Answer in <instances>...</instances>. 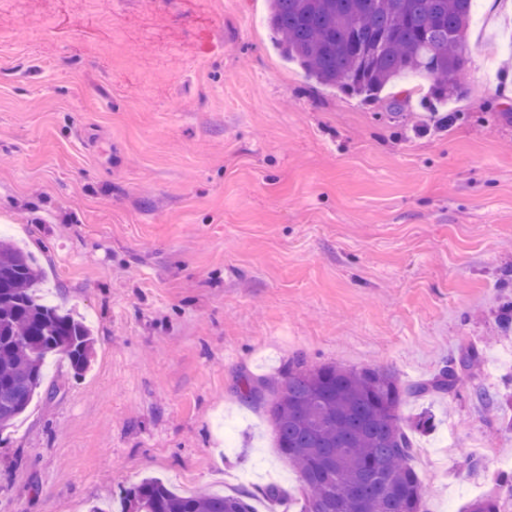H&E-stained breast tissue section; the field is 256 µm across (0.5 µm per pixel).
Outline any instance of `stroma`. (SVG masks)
<instances>
[{"instance_id":"1","label":"stroma","mask_w":512,"mask_h":512,"mask_svg":"<svg viewBox=\"0 0 512 512\" xmlns=\"http://www.w3.org/2000/svg\"><path fill=\"white\" fill-rule=\"evenodd\" d=\"M268 0H0V231L45 296L83 316L81 378L57 356L1 437L0 512L121 507L143 478L249 496L299 473L245 379L291 360L428 379L479 370L427 412L413 461L429 512H466L512 459V72L467 35L458 115L420 94L364 103L287 61ZM500 397L486 412L478 392ZM491 454L461 466L470 441Z\"/></svg>"}]
</instances>
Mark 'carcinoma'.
I'll return each instance as SVG.
<instances>
[{
  "label": "carcinoma",
  "mask_w": 512,
  "mask_h": 512,
  "mask_svg": "<svg viewBox=\"0 0 512 512\" xmlns=\"http://www.w3.org/2000/svg\"><path fill=\"white\" fill-rule=\"evenodd\" d=\"M471 8L472 0H270L267 20L283 55L321 86L367 101L408 75L425 80L431 118L445 127L457 113L439 105L464 91ZM40 280L32 253L0 241V434L43 388L48 357H63L77 378L91 365L90 328L37 299ZM481 362L470 346L458 364L472 371ZM459 381L453 364L403 385L384 370L298 358L277 378L245 380L240 394L265 406L281 456L300 474V512H425L410 433L430 428L432 416L411 426L400 407L450 394ZM122 502V512H255L245 496L179 493L158 478ZM504 509L489 493L468 512Z\"/></svg>",
  "instance_id": "carcinoma-1"
}]
</instances>
